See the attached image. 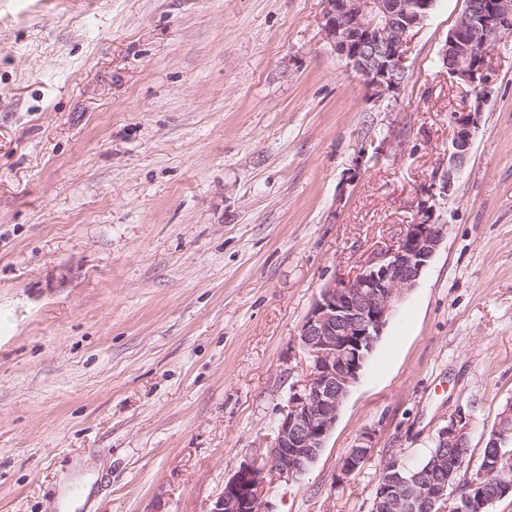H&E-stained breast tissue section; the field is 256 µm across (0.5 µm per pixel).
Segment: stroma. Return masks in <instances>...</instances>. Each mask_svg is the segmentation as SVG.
Masks as SVG:
<instances>
[{"label": "stroma", "instance_id": "35a3bbf8", "mask_svg": "<svg viewBox=\"0 0 512 512\" xmlns=\"http://www.w3.org/2000/svg\"><path fill=\"white\" fill-rule=\"evenodd\" d=\"M465 7L436 0L371 102L324 0H0V512H207L266 453L313 302L448 166ZM492 66L442 243L267 512H371L460 412L463 486L512 407V35Z\"/></svg>", "mask_w": 512, "mask_h": 512}]
</instances>
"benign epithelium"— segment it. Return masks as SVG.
<instances>
[{"mask_svg": "<svg viewBox=\"0 0 512 512\" xmlns=\"http://www.w3.org/2000/svg\"><path fill=\"white\" fill-rule=\"evenodd\" d=\"M402 0H325L322 29L327 42L346 62L348 70L362 78L374 101L397 100L407 73L410 31L430 17L434 2L422 0L412 16L398 23ZM512 33V0H493L488 8L472 10L471 2L449 33L453 51L443 47L439 56L454 64L448 74L468 89L473 105L452 114L454 136L451 166L441 176L439 193L448 194L454 175L462 166L478 129L482 107L490 93L493 70L488 58L493 47ZM429 201L436 200L428 189ZM422 202L413 223L396 243L357 274L340 278L322 289L301 326L299 342L306 354L309 374L293 389L274 433L268 452L247 457L224 483V490L208 512H259L267 486L275 478L297 479L304 475L325 447L340 406L360 378L367 354L373 352L403 295L411 291L435 255L445 235L436 222L435 205ZM470 423L459 413L438 431L441 448H464ZM370 437L357 444L356 459L341 465L337 481L352 475L368 454ZM412 496L414 506L436 512L448 501V480L431 490L420 477L399 476L378 497L373 512H395L402 498Z\"/></svg>", "mask_w": 512, "mask_h": 512, "instance_id": "7a95c632", "label": "benign epithelium"}]
</instances>
